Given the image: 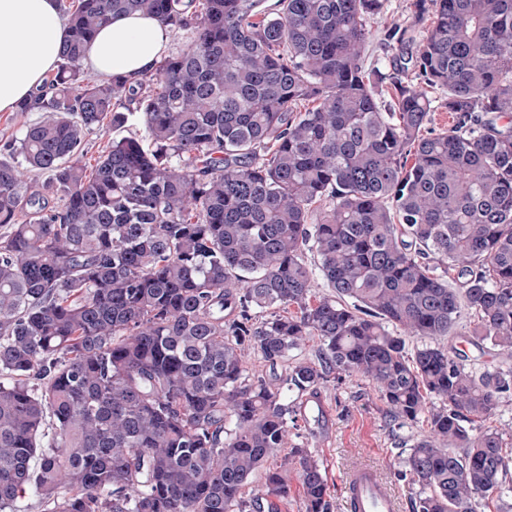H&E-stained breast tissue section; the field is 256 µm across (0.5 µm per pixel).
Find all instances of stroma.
I'll return each instance as SVG.
<instances>
[{
  "label": "stroma",
  "instance_id": "obj_1",
  "mask_svg": "<svg viewBox=\"0 0 512 512\" xmlns=\"http://www.w3.org/2000/svg\"><path fill=\"white\" fill-rule=\"evenodd\" d=\"M413 0H385L384 11L372 27L369 54L372 61L388 64L394 52L383 42V29L391 22L410 20ZM328 421L319 433L307 436L326 470L334 512H344L342 478L356 464L376 465L400 501L401 512H411L410 487L398 472L401 468L399 440H413L426 434L423 425L393 429L382 413V404L372 384L356 376L327 383L322 391Z\"/></svg>",
  "mask_w": 512,
  "mask_h": 512
}]
</instances>
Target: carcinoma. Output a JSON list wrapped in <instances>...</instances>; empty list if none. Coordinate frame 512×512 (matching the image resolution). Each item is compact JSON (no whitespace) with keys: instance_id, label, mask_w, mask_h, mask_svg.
<instances>
[{"instance_id":"carcinoma-1","label":"carcinoma","mask_w":512,"mask_h":512,"mask_svg":"<svg viewBox=\"0 0 512 512\" xmlns=\"http://www.w3.org/2000/svg\"><path fill=\"white\" fill-rule=\"evenodd\" d=\"M61 7L57 70L19 108L40 118L0 145V512H264L291 475L333 512L292 431L344 375L429 427L401 459L412 512H512L484 426L512 366L442 345L466 307L459 337L512 357V0H413L387 70L364 64L384 0ZM135 12L186 43L88 81L87 45ZM435 90L453 123L429 132Z\"/></svg>"}]
</instances>
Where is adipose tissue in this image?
<instances>
[{
    "label": "adipose tissue",
    "instance_id": "ef3b65f1",
    "mask_svg": "<svg viewBox=\"0 0 512 512\" xmlns=\"http://www.w3.org/2000/svg\"><path fill=\"white\" fill-rule=\"evenodd\" d=\"M67 37L57 0H0V112L16 111L44 85ZM169 39L153 16H120L97 33L83 62L102 78L133 80L156 65Z\"/></svg>",
    "mask_w": 512,
    "mask_h": 512
}]
</instances>
